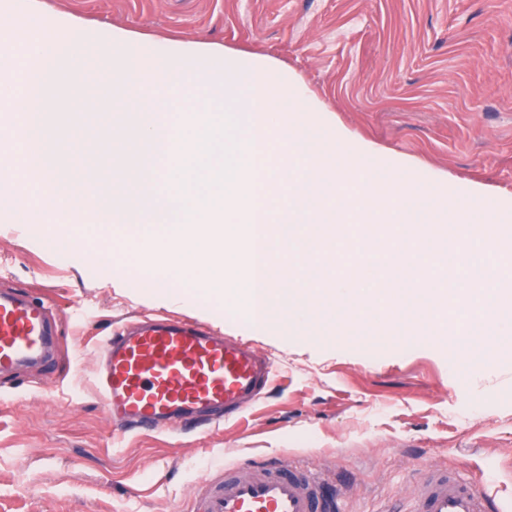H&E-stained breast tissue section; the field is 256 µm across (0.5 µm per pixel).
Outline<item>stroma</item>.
<instances>
[{
	"label": "stroma",
	"mask_w": 512,
	"mask_h": 512,
	"mask_svg": "<svg viewBox=\"0 0 512 512\" xmlns=\"http://www.w3.org/2000/svg\"><path fill=\"white\" fill-rule=\"evenodd\" d=\"M32 24L72 18L77 31L122 28L204 40L270 57L296 74L311 100L383 147L419 159L428 178L487 187L468 202L474 223L512 202V0H35ZM110 112L73 113L69 151L95 172L90 195L113 175V158L137 146L105 133ZM0 223V282L50 293L66 334L56 374L31 367L0 379V512H199L224 467L275 454L329 472L344 512H404L428 468L442 466L486 494V512H512V335L484 344L457 335L468 304L458 269L437 283L431 266L381 296L387 258L373 257L356 312L314 296L343 275L352 255H317L323 280H305L308 322L252 331L189 278L161 279V255L106 249L137 235L131 224L70 220L56 227ZM190 315L272 353L278 377L236 422L177 433L121 432L96 395L95 342L133 313Z\"/></svg>",
	"instance_id": "1"
}]
</instances>
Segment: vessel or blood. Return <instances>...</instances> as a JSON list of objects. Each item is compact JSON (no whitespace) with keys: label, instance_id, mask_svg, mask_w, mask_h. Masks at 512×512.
<instances>
[{"label":"vessel or blood","instance_id":"1","mask_svg":"<svg viewBox=\"0 0 512 512\" xmlns=\"http://www.w3.org/2000/svg\"><path fill=\"white\" fill-rule=\"evenodd\" d=\"M62 325L52 298L0 289V376L51 363ZM94 386L114 424L157 432L240 418L262 398L274 359L192 316L138 315L97 347ZM327 474L270 459L228 467L204 512H338L322 497ZM407 512H485L483 495L463 478L429 469Z\"/></svg>","mask_w":512,"mask_h":512}]
</instances>
